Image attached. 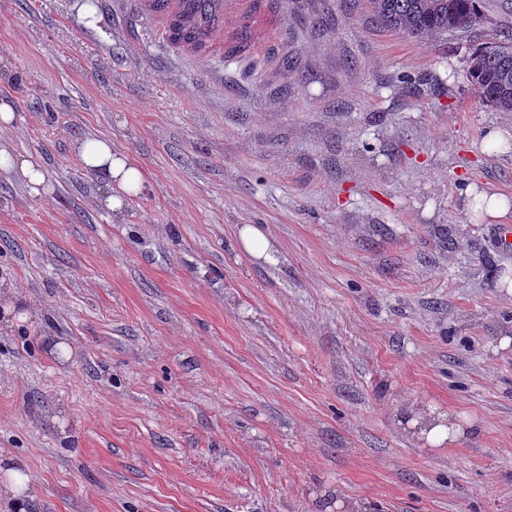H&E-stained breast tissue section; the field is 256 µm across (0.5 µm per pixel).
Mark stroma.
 Instances as JSON below:
<instances>
[{
  "mask_svg": "<svg viewBox=\"0 0 512 512\" xmlns=\"http://www.w3.org/2000/svg\"><path fill=\"white\" fill-rule=\"evenodd\" d=\"M102 0H0V448L29 512H512V247L463 205L512 195V112L474 49L365 0H284L292 70L219 83L135 43ZM107 137L148 173L108 209L79 158ZM259 225L274 261L237 245ZM465 433L430 445L418 420ZM2 165L10 168L18 166L23 177L27 179L31 192L40 194L47 181L46 171L42 167L27 158H16L8 151L0 149V166Z\"/></svg>",
  "mask_w": 512,
  "mask_h": 512,
  "instance_id": "35a3bbf8",
  "label": "stroma"
}]
</instances>
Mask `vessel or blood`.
Listing matches in <instances>:
<instances>
[{"label": "vessel or blood", "instance_id": "b4317fda", "mask_svg": "<svg viewBox=\"0 0 512 512\" xmlns=\"http://www.w3.org/2000/svg\"><path fill=\"white\" fill-rule=\"evenodd\" d=\"M121 12L157 48L187 65L246 56L273 62L288 51L282 0H124Z\"/></svg>", "mask_w": 512, "mask_h": 512}]
</instances>
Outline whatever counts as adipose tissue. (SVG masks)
<instances>
[{
  "label": "adipose tissue",
  "instance_id": "obj_1",
  "mask_svg": "<svg viewBox=\"0 0 512 512\" xmlns=\"http://www.w3.org/2000/svg\"><path fill=\"white\" fill-rule=\"evenodd\" d=\"M84 167L95 174L106 194L105 203L113 210L122 209L129 197L139 195L148 183V174L131 156L113 150L104 137L85 138L79 146ZM33 499V481L26 466L11 459L0 482V506L5 512H27Z\"/></svg>",
  "mask_w": 512,
  "mask_h": 512
}]
</instances>
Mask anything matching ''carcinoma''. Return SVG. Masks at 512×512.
<instances>
[{
  "mask_svg": "<svg viewBox=\"0 0 512 512\" xmlns=\"http://www.w3.org/2000/svg\"><path fill=\"white\" fill-rule=\"evenodd\" d=\"M481 0H370L383 28L419 39L466 32L482 20ZM470 76L480 100L512 112V38L480 47L471 57Z\"/></svg>",
  "mask_w": 512,
  "mask_h": 512,
  "instance_id": "carcinoma-1",
  "label": "carcinoma"
}]
</instances>
